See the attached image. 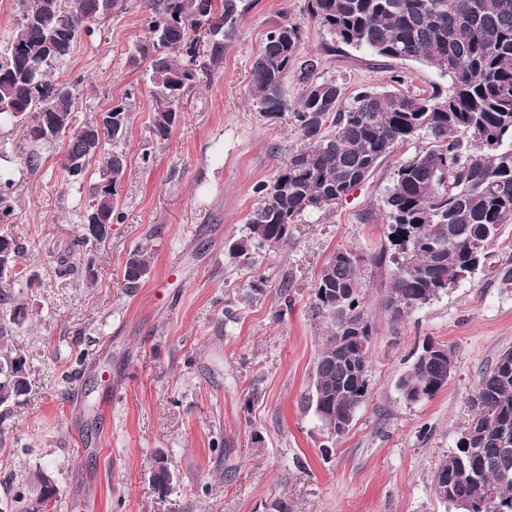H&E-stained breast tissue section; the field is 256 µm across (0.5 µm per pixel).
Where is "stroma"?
<instances>
[{
  "mask_svg": "<svg viewBox=\"0 0 512 512\" xmlns=\"http://www.w3.org/2000/svg\"><path fill=\"white\" fill-rule=\"evenodd\" d=\"M149 0H122L79 37L52 70L78 82V120L117 103L132 117L118 185L123 223L94 247L93 280L62 277L50 253L77 235L87 189L68 184L62 146L38 171L26 128L0 126V174L14 180L12 223L0 234L27 246L32 287L0 302L24 317L11 338L29 365L31 389L0 408V504L48 470L58 489L51 512H451L434 474L471 420L475 383L512 347V224L475 274L398 321L381 307L379 278L366 291L374 324L369 397L348 434L322 455L326 437L308 410L311 365L324 325L314 286L328 258L368 255L387 243L379 209L391 185L385 162L326 214L295 225L287 246L252 265L228 255L299 140L288 118L269 120L249 95L251 66L283 19L301 24L299 61L345 95L364 89L425 94L443 79L415 61H385L335 42L307 13V0H252L233 42L200 83L180 92L179 122L154 138V87L137 47ZM151 151L153 165L141 162ZM149 258L138 287L124 272ZM448 345L455 370L415 404L396 387L426 340ZM96 390L84 395V379ZM162 451L175 480L159 494L149 480Z\"/></svg>",
  "mask_w": 512,
  "mask_h": 512,
  "instance_id": "obj_1",
  "label": "stroma"
}]
</instances>
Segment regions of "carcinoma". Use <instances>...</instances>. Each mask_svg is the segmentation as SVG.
Masks as SVG:
<instances>
[{
	"label": "carcinoma",
	"instance_id": "cac0c4a2",
	"mask_svg": "<svg viewBox=\"0 0 512 512\" xmlns=\"http://www.w3.org/2000/svg\"><path fill=\"white\" fill-rule=\"evenodd\" d=\"M15 36L0 58V121L28 123L33 141L63 145L64 178L82 186L92 163L99 181L90 186L83 223L96 214L101 224H120L124 215L118 185L126 157L131 115L113 106L103 122L77 121L78 85L52 79L50 68L72 54L102 0H19ZM244 0H152L145 20L148 43L138 51L148 62L156 88L152 132L165 140L180 113L172 104L178 92L208 74L224 54ZM308 14L336 41L380 59L422 61L448 78L427 94L364 89L349 99L333 81L314 78L317 62L301 68L302 92L288 106L283 83L302 46L298 23L287 19L268 34L251 67L249 93L263 115L288 112L300 147L288 155L271 183L258 185L263 203L247 222V233L228 252L243 262L264 248L288 243L292 225L333 210L389 160L395 150L422 137L430 146L395 162L392 184L380 211L391 228L389 245L365 257L352 250L333 253L314 292L317 314L326 321L313 363L308 404L327 441L343 436L330 425L354 419L368 395L369 350L374 326L367 313L368 271L386 275L382 306L393 320L398 299L433 296L458 283L472 242L495 245L512 223V0H308ZM207 47L206 58L200 46ZM13 184L0 185V224L13 222ZM112 236L106 230L80 234L55 253L62 276L91 272L92 246ZM452 248L444 247L448 238ZM149 266L143 255L125 269L130 288L138 287ZM364 326L356 342L336 344L347 325ZM421 350L398 380L406 401L430 398L448 382V357ZM30 391L26 359L10 349L0 354V407L16 404ZM474 416L455 448L434 475L438 497L454 507L472 501L473 512H512V362L501 358L481 373L473 395ZM153 485L165 492L174 475L162 454L150 467ZM50 475L15 490L14 512L41 505L50 512L56 494Z\"/></svg>",
	"mask_w": 512,
	"mask_h": 512
}]
</instances>
